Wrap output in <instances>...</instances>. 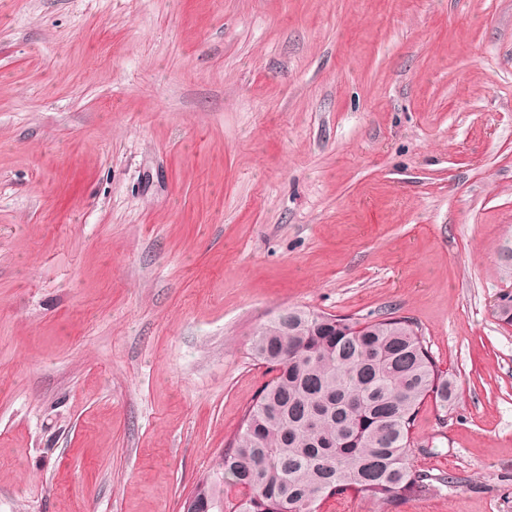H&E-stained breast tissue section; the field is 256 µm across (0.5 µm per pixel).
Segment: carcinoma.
Masks as SVG:
<instances>
[{
	"instance_id": "cac0c4a2",
	"label": "carcinoma",
	"mask_w": 512,
	"mask_h": 512,
	"mask_svg": "<svg viewBox=\"0 0 512 512\" xmlns=\"http://www.w3.org/2000/svg\"><path fill=\"white\" fill-rule=\"evenodd\" d=\"M251 351L277 374L197 488L200 502L218 510L238 486L248 494L233 512H319L347 491L386 505L430 491L410 464L411 427L427 400L446 408L455 394L411 320L291 308L254 332Z\"/></svg>"
}]
</instances>
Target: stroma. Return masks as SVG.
I'll return each mask as SVG.
<instances>
[{
  "label": "stroma",
  "instance_id": "35a3bbf8",
  "mask_svg": "<svg viewBox=\"0 0 512 512\" xmlns=\"http://www.w3.org/2000/svg\"><path fill=\"white\" fill-rule=\"evenodd\" d=\"M512 0H0V512H183L299 307L420 328L395 506L512 512Z\"/></svg>",
  "mask_w": 512,
  "mask_h": 512
}]
</instances>
